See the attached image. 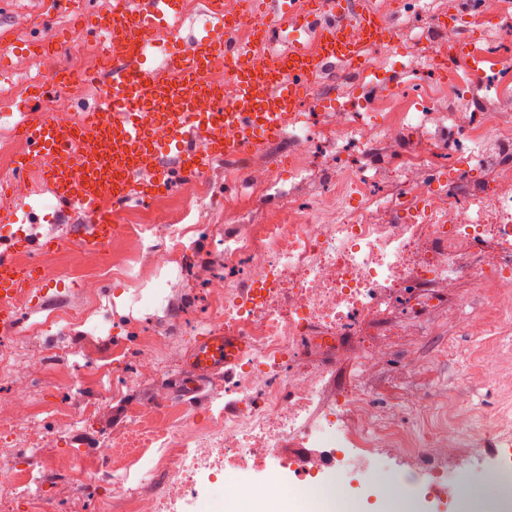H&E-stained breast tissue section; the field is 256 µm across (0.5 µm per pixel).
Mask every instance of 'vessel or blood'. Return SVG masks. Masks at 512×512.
Here are the masks:
<instances>
[{"mask_svg":"<svg viewBox=\"0 0 512 512\" xmlns=\"http://www.w3.org/2000/svg\"><path fill=\"white\" fill-rule=\"evenodd\" d=\"M208 18L192 51L171 53L160 33L178 18V0H112L108 12L92 13L81 36L93 37L109 59L108 83L95 107L78 125L56 121L45 104L53 89L36 91L17 124L27 153L15 181L38 171L58 212L86 216L66 239L29 238L0 243V333L21 324L15 297L37 282L45 255L69 241L103 251L129 206L149 202L172 179L192 183L215 158L233 159L281 139L288 119L305 95L315 93L324 67L337 59L360 66L366 47L391 43L394 31L372 0H309L296 26L266 7L242 11L256 19L255 42L229 36L224 0H207ZM318 37L320 51L309 55L301 33ZM289 43L278 53L274 42ZM163 55L165 69L148 60ZM223 59L232 93L208 78L213 60ZM28 257L18 266L16 249ZM246 347L244 341L210 333L195 346L197 375L225 366Z\"/></svg>","mask_w":512,"mask_h":512,"instance_id":"obj_1","label":"vessel or blood"}]
</instances>
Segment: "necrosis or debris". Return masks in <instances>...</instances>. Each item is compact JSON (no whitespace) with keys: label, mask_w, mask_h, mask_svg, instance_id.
<instances>
[{"label":"necrosis or debris","mask_w":512,"mask_h":512,"mask_svg":"<svg viewBox=\"0 0 512 512\" xmlns=\"http://www.w3.org/2000/svg\"><path fill=\"white\" fill-rule=\"evenodd\" d=\"M424 69L436 75L437 90L452 96L466 94L477 84H490L495 95L512 99V43L498 54L495 80L472 71H442L433 51L424 55ZM449 141L438 142V152L476 159L492 167L489 179L462 194L421 180L407 182L405 195L392 198L387 208L409 215L403 224H381L370 203L369 179L360 171L345 173L330 184L328 195L336 206L317 215L294 203L283 205V219L226 240L225 255L252 273L244 300L225 297L224 309L212 318L225 336L246 341L238 359L245 374L237 388L241 408L234 416L213 411L205 429L191 435L164 429L154 437L153 453L137 470L144 482L158 470L170 475V489L160 498H147L122 481H113L123 493L125 512H170L175 500L196 505L199 512H361L350 492L354 483L369 485L384 512H416L417 483L411 473L391 471L385 457L412 459L430 452L452 460L454 438L419 437L410 430L379 421L368 398L353 388L339 407L301 416L302 408L320 403L323 372L305 362L313 342L336 348L348 357L343 343L360 325L390 300L405 273H413L424 287L466 280L473 293L493 296L509 306L491 325L493 335L512 331V116L466 127L452 126ZM492 242V262L478 260L475 245ZM309 443L305 462L277 453L282 433ZM232 452L270 473L282 468L298 472L301 481L277 486L274 493L244 492L227 487L214 452ZM336 481L320 483L328 467ZM458 512H512V466L493 465L482 474L483 494H462L464 477L447 480Z\"/></svg>","instance_id":"1"}]
</instances>
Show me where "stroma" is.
<instances>
[{
  "label": "stroma",
  "instance_id": "35a3bbf8",
  "mask_svg": "<svg viewBox=\"0 0 512 512\" xmlns=\"http://www.w3.org/2000/svg\"><path fill=\"white\" fill-rule=\"evenodd\" d=\"M44 2L0 0V34L18 36L0 57V85L15 86L11 112L0 117V141L14 137L20 114L28 110L39 85L38 80L14 71L15 51L53 31L64 64L75 66L80 60L83 42L77 31L88 23V14L58 12L47 18ZM421 4L457 27L463 41L481 42L490 51L502 48L503 29L494 25L465 27L457 0H421ZM413 11L410 4L397 12L386 11L395 39L372 53L367 76L352 75L347 62H336L319 76L323 99H303L297 114L289 118V127L317 129L335 123L337 107L371 95L409 92L429 82L428 73L400 66L401 61L423 58L418 35L406 23ZM506 109V104L485 89L475 88L454 98L443 92L429 109L417 111L413 130L404 136L386 133L384 113L359 111L351 116L358 128L356 140L333 145L312 141L300 175L288 171L289 139L253 151L251 168L268 181L267 192L258 197L251 196L245 178H228L229 162L216 160L199 180L203 204L176 218L183 228L182 249L188 267L174 266L164 279L156 278L148 252L169 241L164 227L157 225L126 245L133 255L132 282L95 280L77 269L39 280L21 310L20 327L7 339L15 362L11 378L0 382V423L12 426L0 437V504H16L25 490L31 489L41 494L43 512H124L123 496L113 493L112 480L132 467L135 452L149 450L148 442L136 441L132 427L156 425L159 413L175 400L177 376L188 375L189 368L182 362L149 375L134 363L114 365L112 353L126 348L134 331L144 329L157 337L148 351L153 362H163L170 346L191 349L211 330L207 319L217 301L210 286L215 272L223 273L235 296L244 297L248 272L243 266L226 263L218 240L238 234L246 225L270 223L288 200L316 211L325 186L348 169L372 176V193L387 199L401 195L406 181H438L453 163L444 154L435 156L433 165L399 174L400 158L409 143L430 149L449 123L464 126ZM10 178V170L0 169V214L19 212L30 204L39 219L5 223L0 239L64 237L67 227L56 218L51 193L39 173L29 177L34 185L29 199L6 192L4 185ZM158 282L163 285V302L145 305L142 295ZM403 289V294L382 304L364 326L367 335H384L389 346L387 357L376 363L371 373H363L355 358L333 364L324 354L309 353V367L327 371L324 385L328 395L360 387L381 416L420 435L451 433L458 419L473 414L486 417L512 401V335L501 339L486 332L487 323L498 315L496 304L471 294L468 284L442 283L434 289L435 305L416 311L408 309L406 295L418 292V285L407 282ZM51 315L58 316V325L39 335L30 334L31 326ZM187 323L196 324V333L184 334L182 327ZM47 348L53 351L56 369L65 376L62 384L47 383L31 369L30 357ZM488 357L494 362L491 375L484 368ZM239 376V368L228 365L201 378L199 402L184 406V430L204 427L214 406L234 413L238 408L234 386ZM120 378L127 384L116 395L112 386ZM20 390L40 407L36 419L16 420L10 397ZM83 403L95 404V413L81 424H72L70 409ZM105 437L112 442V455L107 459L99 455V442ZM457 442L460 466L476 473L498 462L504 450L497 434L476 441L461 435ZM14 466L30 470L33 479L29 487H21L10 477L8 470Z\"/></svg>",
  "mask_w": 512,
  "mask_h": 512
}]
</instances>
